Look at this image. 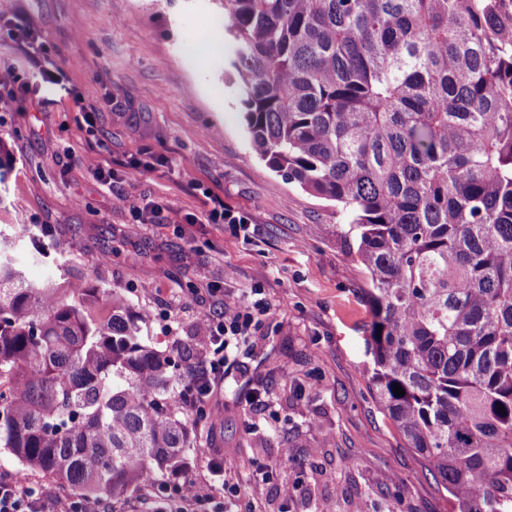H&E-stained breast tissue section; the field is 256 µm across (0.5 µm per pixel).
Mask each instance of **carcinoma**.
<instances>
[{
  "label": "carcinoma",
  "mask_w": 512,
  "mask_h": 512,
  "mask_svg": "<svg viewBox=\"0 0 512 512\" xmlns=\"http://www.w3.org/2000/svg\"><path fill=\"white\" fill-rule=\"evenodd\" d=\"M219 2L255 152L349 218L383 412L450 512H512V0ZM13 249L0 448L105 502L182 473L181 355L107 288L29 283Z\"/></svg>",
  "instance_id": "1"
}]
</instances>
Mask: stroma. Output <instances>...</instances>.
Listing matches in <instances>:
<instances>
[{
  "label": "stroma",
  "instance_id": "35a3bbf8",
  "mask_svg": "<svg viewBox=\"0 0 512 512\" xmlns=\"http://www.w3.org/2000/svg\"><path fill=\"white\" fill-rule=\"evenodd\" d=\"M221 13L218 0H0V71L30 67L6 30L33 26L42 65L101 107L91 133L60 90L22 114L0 109V231L29 225L14 257L31 283L109 288L130 315L154 312L140 334L162 350L208 353L194 328L208 284L241 300L263 291L261 324L210 399L221 420L188 417V477L209 480L223 459L265 512H448L373 389L368 281L346 217L253 151ZM90 156L117 181L93 178ZM200 183L249 217L252 237L207 222ZM143 200L167 222L135 224ZM298 478L303 495L284 501L278 484Z\"/></svg>",
  "mask_w": 512,
  "mask_h": 512
}]
</instances>
